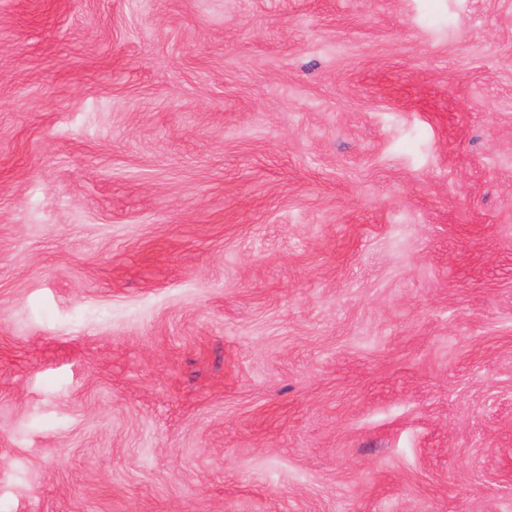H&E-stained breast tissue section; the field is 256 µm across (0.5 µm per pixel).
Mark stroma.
<instances>
[{
  "mask_svg": "<svg viewBox=\"0 0 512 512\" xmlns=\"http://www.w3.org/2000/svg\"><path fill=\"white\" fill-rule=\"evenodd\" d=\"M0 512H512V0H0Z\"/></svg>",
  "mask_w": 512,
  "mask_h": 512,
  "instance_id": "35a3bbf8",
  "label": "stroma"
}]
</instances>
